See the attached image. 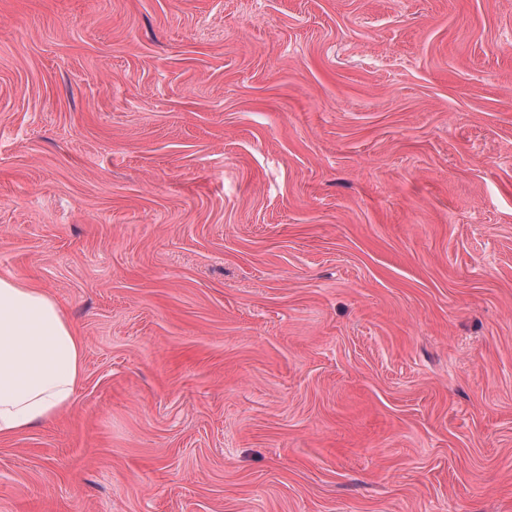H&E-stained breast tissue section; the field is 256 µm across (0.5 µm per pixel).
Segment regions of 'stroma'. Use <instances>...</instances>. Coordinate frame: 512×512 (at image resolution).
<instances>
[{
	"mask_svg": "<svg viewBox=\"0 0 512 512\" xmlns=\"http://www.w3.org/2000/svg\"><path fill=\"white\" fill-rule=\"evenodd\" d=\"M0 276V512H512V0H0ZM83 360V339L55 298L0 277V439L66 412Z\"/></svg>",
	"mask_w": 512,
	"mask_h": 512,
	"instance_id": "1",
	"label": "stroma"
}]
</instances>
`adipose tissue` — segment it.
<instances>
[{
	"mask_svg": "<svg viewBox=\"0 0 512 512\" xmlns=\"http://www.w3.org/2000/svg\"><path fill=\"white\" fill-rule=\"evenodd\" d=\"M83 360V339L55 298L0 277V439L66 412Z\"/></svg>",
	"mask_w": 512,
	"mask_h": 512,
	"instance_id": "adipose-tissue-1",
	"label": "adipose tissue"
}]
</instances>
